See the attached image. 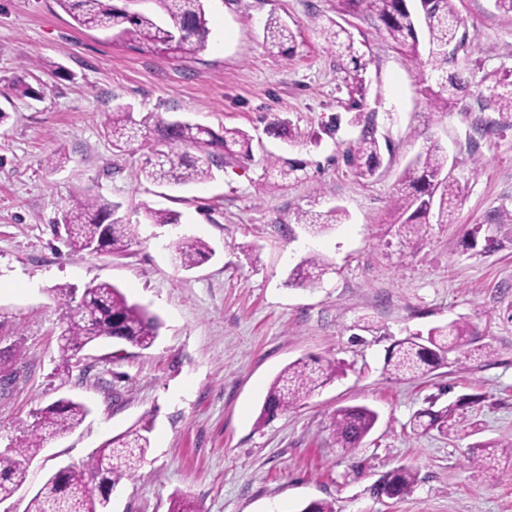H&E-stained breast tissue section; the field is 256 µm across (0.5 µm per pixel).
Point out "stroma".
<instances>
[{"label": "stroma", "instance_id": "stroma-1", "mask_svg": "<svg viewBox=\"0 0 512 512\" xmlns=\"http://www.w3.org/2000/svg\"><path fill=\"white\" fill-rule=\"evenodd\" d=\"M204 4L205 49L176 58L78 28L55 0H0V373L14 377L0 389V450L58 399L89 408L28 463L17 512L59 467L82 465L144 417L151 447L139 477L113 493L110 512H168L177 495L199 512H300L314 500L336 512H512V469L489 475L469 463L478 443L512 437V224L491 221L496 210H512V128L478 96L512 71V14L495 0H455L467 85L438 117L428 113L414 62L368 11L350 12L342 0ZM271 18L294 32L290 48L266 45ZM333 20L370 60L363 92L346 83L321 32ZM16 78L35 97L10 90ZM121 106L137 118L242 129L253 155L224 159L203 183L146 180L144 151L117 150L103 131ZM275 122L291 138L269 135ZM366 123L381 146L369 179L346 157ZM427 138L467 187L455 223L429 224L417 250L401 244L390 211L399 174ZM58 152L62 164L48 165ZM287 159L306 162L308 176L274 187L273 167ZM87 194L119 204L134 225L128 255L70 253L58 221ZM337 206L348 218L327 232L301 221ZM151 209L178 213V224L151 223ZM180 237L206 242L211 257L176 268L170 245ZM312 251L327 273L289 286ZM101 280L157 316L159 336L146 350L87 346L69 374L59 373L53 289ZM459 319L476 326L490 357L418 379L389 377L384 360L395 341ZM312 359L336 360L344 373L261 420L273 379ZM432 402L457 404L456 435L413 429ZM354 405L375 410L378 421L347 451L330 421L336 408ZM402 466L418 471L412 492L376 497L377 481Z\"/></svg>", "mask_w": 512, "mask_h": 512}]
</instances>
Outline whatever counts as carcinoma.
I'll return each instance as SVG.
<instances>
[{"mask_svg": "<svg viewBox=\"0 0 512 512\" xmlns=\"http://www.w3.org/2000/svg\"><path fill=\"white\" fill-rule=\"evenodd\" d=\"M75 23L85 29L116 30V38L136 49H150L186 58L203 50L210 30L203 0H150L158 12L168 18L161 23L152 13H128L114 0H56ZM455 0H346L348 8L365 6L382 24L391 40L417 64L419 78L432 82L428 107L432 114H445L453 92L464 87L463 72L449 71L456 56L448 47H465L467 35H458L461 21ZM327 39L337 47L338 56L346 61L344 72L355 86H362L369 60L355 44L350 31L336 22L325 30ZM264 38L272 48H283L294 39L289 27L269 19ZM480 99L497 110L512 125V76L505 74L480 94ZM112 145L123 148L138 145L149 156L142 174L159 183H202L210 178L218 161L248 159L252 156V138L242 130L226 128L218 134L211 128L180 120L166 121L146 115L137 120L133 112L119 108L107 114L104 122ZM348 161L361 178H372L381 163V148L371 128L363 131L349 148ZM306 163L288 160L277 170L275 186L282 187L291 177L305 171ZM464 187L448 172V156L439 144L430 141L404 168L399 176L393 211L405 242L421 248L425 243L424 226L435 219L437 224L450 222L463 196ZM120 205L93 195L74 201L61 219L66 245L75 255L108 253L120 255L135 240L134 227L117 216ZM346 213L334 208L321 221H311L315 232L343 223ZM212 254L199 240L183 237L172 243V260L176 267L189 270ZM328 265L313 254L301 260L292 271L288 284L303 287L320 280ZM62 310L61 345L58 370L70 371L76 352L101 339H112L142 350L153 346L159 323L141 306L128 301L109 282L90 284L82 296L76 289L60 285L53 289ZM477 331L465 320L452 321L430 328L427 334L410 335L393 344L385 360V370L396 378L430 373L449 362L458 363L491 351L473 347ZM340 371L333 360L298 361L284 368L271 383L261 417L269 419L310 398L332 383ZM459 404L438 410L423 409L415 415L413 427L423 432L436 429L447 433ZM88 414L87 406L70 398H61L36 414L31 432L13 448L0 453V499L15 495L26 478L25 465L53 436L76 427ZM376 412L366 406H344L332 414V431L336 444L352 450L363 441L377 422ZM151 425L140 420L121 434L108 439L80 467L71 466L51 476L30 499L25 512H109V495L120 482L133 476L150 448ZM480 454L473 465L495 469L505 457L512 465V440H495L477 445ZM384 486L374 488L377 496L394 498L410 493L417 483V472L408 466L383 475Z\"/></svg>", "mask_w": 512, "mask_h": 512, "instance_id": "cac0c4a2", "label": "carcinoma"}]
</instances>
